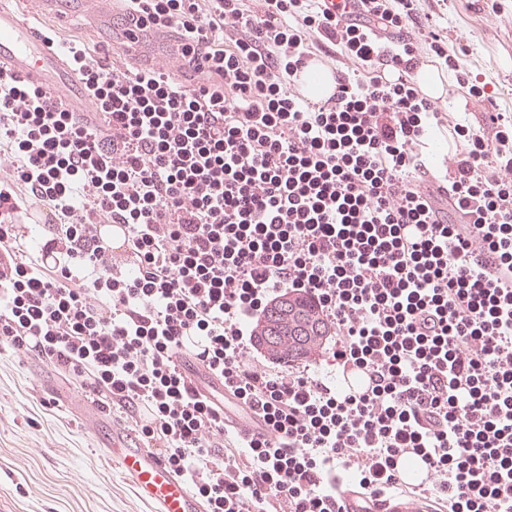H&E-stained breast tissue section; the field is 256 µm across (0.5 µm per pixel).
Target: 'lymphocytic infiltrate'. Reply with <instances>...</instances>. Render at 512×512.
Here are the masks:
<instances>
[{"instance_id":"lymphocytic-infiltrate-1","label":"lymphocytic infiltrate","mask_w":512,"mask_h":512,"mask_svg":"<svg viewBox=\"0 0 512 512\" xmlns=\"http://www.w3.org/2000/svg\"><path fill=\"white\" fill-rule=\"evenodd\" d=\"M121 2L180 68L70 45L90 112L0 70V345L125 415L205 512H350L347 491L375 512L415 459L435 512H512V116L474 133L422 94L424 56L459 61L418 0ZM319 52L346 66L313 100L294 87ZM448 126L439 179L417 148ZM288 292L366 391L255 360ZM196 370L263 431L225 428Z\"/></svg>"}]
</instances>
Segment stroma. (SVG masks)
<instances>
[{"mask_svg": "<svg viewBox=\"0 0 512 512\" xmlns=\"http://www.w3.org/2000/svg\"><path fill=\"white\" fill-rule=\"evenodd\" d=\"M39 26L68 46L104 58L115 23L94 25L57 0ZM433 28L460 56L469 79L485 83L472 99L453 73L437 106L449 120L479 129L486 113L512 114V0H421ZM119 414L100 413L50 366L0 351V506L5 512H154L118 460L103 448Z\"/></svg>", "mask_w": 512, "mask_h": 512, "instance_id": "1", "label": "stroma"}]
</instances>
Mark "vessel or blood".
<instances>
[{"mask_svg": "<svg viewBox=\"0 0 512 512\" xmlns=\"http://www.w3.org/2000/svg\"><path fill=\"white\" fill-rule=\"evenodd\" d=\"M31 13H20L0 2V67L40 86L54 101L69 111L87 112L91 109L89 94L75 76L71 62L48 40L35 22L53 0H32ZM117 54L140 58L143 68L153 64L147 36H121L110 43ZM146 501L154 504L155 512H204L201 501L192 494L165 464L161 456L131 447L121 430H113L107 445Z\"/></svg>", "mask_w": 512, "mask_h": 512, "instance_id": "b4317fda", "label": "vessel or blood"}]
</instances>
